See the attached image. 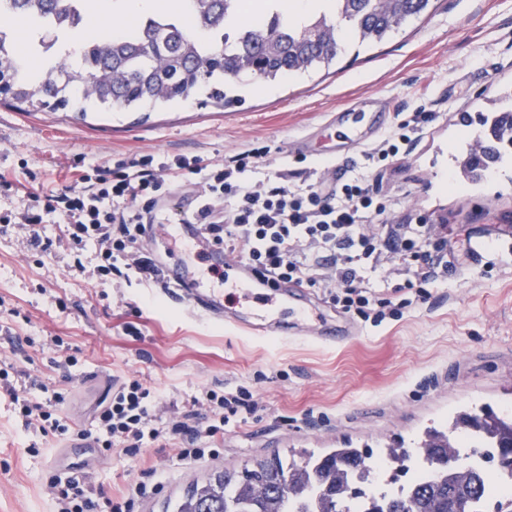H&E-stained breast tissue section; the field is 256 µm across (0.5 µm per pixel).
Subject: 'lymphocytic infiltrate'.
Listing matches in <instances>:
<instances>
[{
    "label": "lymphocytic infiltrate",
    "instance_id": "lymphocytic-infiltrate-1",
    "mask_svg": "<svg viewBox=\"0 0 512 512\" xmlns=\"http://www.w3.org/2000/svg\"><path fill=\"white\" fill-rule=\"evenodd\" d=\"M252 151L231 164L199 157L147 154L107 167L78 160V178L44 194L22 216L39 226L59 215L75 254L94 245L97 271L141 283L158 281L161 261L147 250L154 225L171 223L168 186L194 176L189 208L182 223L197 225L209 243L223 245L257 273L306 288H318L331 303L362 321L379 325L402 316L413 302L425 300L440 275L434 259L448 246L427 224H364L365 214L382 213L379 191L367 179L344 183L298 180L285 168L249 182L243 175ZM400 265L403 279L388 295L372 292L365 273L383 261ZM25 428L70 440L93 441L99 453L132 461L146 449L174 445L177 459L192 466L218 458L226 432L255 415L252 391L236 386L207 389L183 408L167 407L159 390L136 378L113 384L98 402L91 428L77 430L55 413L61 394L40 385L38 394L20 396L8 387ZM167 479L163 464L138 469L119 498L95 495L82 474H49L43 484L54 512H135L158 494Z\"/></svg>",
    "mask_w": 512,
    "mask_h": 512
}]
</instances>
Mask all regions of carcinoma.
I'll return each mask as SVG.
<instances>
[{"label": "carcinoma", "instance_id": "obj_1", "mask_svg": "<svg viewBox=\"0 0 512 512\" xmlns=\"http://www.w3.org/2000/svg\"><path fill=\"white\" fill-rule=\"evenodd\" d=\"M188 12L206 37L192 35L180 21L167 20L145 37L115 35L83 45L81 63L69 56L51 57L39 73L23 72L10 30L0 27V102L24 112L76 109L112 111L120 105L138 112L176 105L191 95L222 110L235 101L233 92L244 79L275 81L330 65L341 50L338 27L344 24L360 43L380 42L407 22L421 17L430 0H331L333 7L301 22L265 12L266 21L241 41L226 32L236 15L226 12L227 0H186ZM91 0H0V17H21L59 40L73 29L58 30L52 19L89 11ZM499 142L475 139L462 163L471 183L504 161L512 146V110H497ZM481 430L479 438L494 448L488 468L466 466L448 432L429 427L425 438L379 448H336L325 454L258 458L241 469H224L206 480L192 479L171 512H291L307 502L316 512H357L355 504L378 485L382 503L369 512H502L501 497L490 492L495 472L512 475V413L483 407L465 413L454 431ZM388 466L382 476L370 471L376 456ZM420 465L435 475L406 494L395 492Z\"/></svg>", "mask_w": 512, "mask_h": 512}]
</instances>
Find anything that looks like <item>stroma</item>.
Instances as JSON below:
<instances>
[{
  "label": "stroma",
  "instance_id": "1",
  "mask_svg": "<svg viewBox=\"0 0 512 512\" xmlns=\"http://www.w3.org/2000/svg\"><path fill=\"white\" fill-rule=\"evenodd\" d=\"M512 92V0H433L428 13L384 42L359 48L345 41L327 71L247 86L243 99L219 111L197 97L157 112H23L0 104V173L19 175L0 187V368L20 394L43 383L65 393L56 411L87 428L113 379L136 376L184 406L202 390L255 385L263 408L224 436V453L194 468L178 465L172 448L146 455L169 468L162 491L140 512H163L187 478L238 469L252 459L295 448H339L422 437L434 422L472 408L512 406V162L478 184L463 180L456 157L495 102ZM355 105L350 121L379 132L332 174L323 160L338 139L331 113ZM435 121L421 138L383 167L366 155L407 113ZM317 132L313 156L301 159L293 141ZM266 149L252 175L281 165L313 179L345 182L366 176L380 191L383 215L371 224L426 222L447 229V283L402 318L334 344L298 336L266 337L192 310L172 289L99 277L95 249L75 268L55 223L41 225L47 252L31 249L30 227L17 218L33 193L74 181L86 156L112 165L144 154L230 158ZM489 238L486 253H466L465 238ZM147 248L169 264L188 259L203 287H215L212 258L177 238ZM139 333L127 335L126 323ZM76 356L66 371L62 363ZM39 455L29 453V446ZM77 441L25 429L15 406L0 396V512H53L43 491L47 471L83 465L87 482L111 496L131 473L130 462L96 457L86 464Z\"/></svg>",
  "mask_w": 512,
  "mask_h": 512
}]
</instances>
